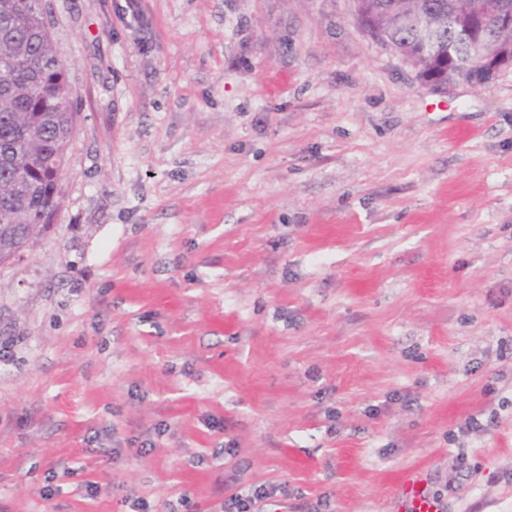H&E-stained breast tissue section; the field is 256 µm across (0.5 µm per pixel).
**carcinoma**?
Here are the masks:
<instances>
[{
  "label": "carcinoma",
  "instance_id": "cac0c4a2",
  "mask_svg": "<svg viewBox=\"0 0 512 512\" xmlns=\"http://www.w3.org/2000/svg\"><path fill=\"white\" fill-rule=\"evenodd\" d=\"M512 0H354L359 24L373 28L375 41L419 67L422 80L446 85L483 79L482 58L458 41L477 10L491 12ZM487 56L512 67V31L484 28ZM50 45L48 12L35 14L24 0H0V57L26 62L0 73V257L40 237L47 189L63 169L74 129L73 106L61 108L58 94L71 89L67 70Z\"/></svg>",
  "mask_w": 512,
  "mask_h": 512
}]
</instances>
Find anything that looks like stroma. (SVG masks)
<instances>
[{"mask_svg":"<svg viewBox=\"0 0 512 512\" xmlns=\"http://www.w3.org/2000/svg\"><path fill=\"white\" fill-rule=\"evenodd\" d=\"M47 5L78 124L0 265V512H512V68L425 84L353 0ZM421 482L422 479L417 475L404 482L397 512H441L438 503L426 488L421 486ZM288 492L276 485H260L247 493L231 494L220 512H276L288 508Z\"/></svg>","mask_w":512,"mask_h":512,"instance_id":"35a3bbf8","label":"stroma"}]
</instances>
